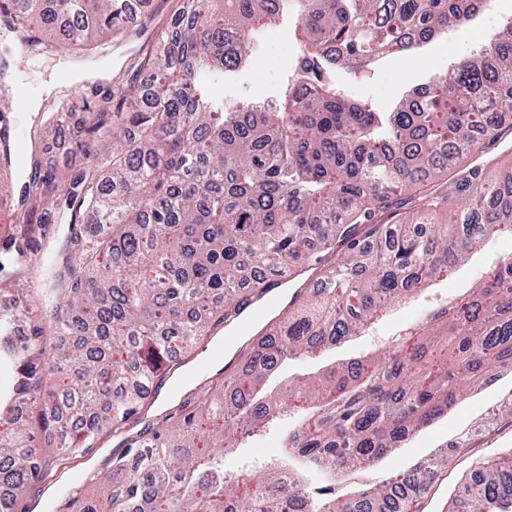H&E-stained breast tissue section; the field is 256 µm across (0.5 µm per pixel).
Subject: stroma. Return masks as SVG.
<instances>
[{
  "label": "stroma",
  "instance_id": "35a3bbf8",
  "mask_svg": "<svg viewBox=\"0 0 512 512\" xmlns=\"http://www.w3.org/2000/svg\"><path fill=\"white\" fill-rule=\"evenodd\" d=\"M178 8V0H151L142 13L128 23L123 33L113 38L110 46L94 47L90 55L96 67L111 66L112 76L107 80L85 81L79 84L66 79L65 70L73 69V52L68 48H56L40 55L28 54L24 44L13 42L10 65L0 76V131L22 129L25 133L23 150L12 154L10 168H0V202L18 208L21 204L18 189L28 179L34 161L38 158L43 139V119L49 112L64 108L72 112L83 111L86 102L94 94H106L115 87H128L139 72V64L157 48L165 36L171 19ZM256 61L244 70L216 73L208 80L213 96L222 98L225 107H233L245 99H273L278 97L288 81L293 65L287 54L272 37H262L256 43ZM460 29L448 30L431 42L424 53L417 57L394 56L380 67L351 71L339 68L335 71L336 87L341 93L355 100L389 110L405 89L426 83L436 74L448 68L462 56ZM39 100L36 110H29L30 100ZM68 227L64 224L46 225L33 234L28 242V253L34 266L32 275L24 281L13 276L11 255L3 251V244L19 236L16 224L0 227V291L20 296L29 310L42 309L41 291L51 284L47 264L66 243ZM512 256V233L498 236L486 252L460 267L439 284L430 288L424 297L391 309L362 335L354 337L333 352H326L317 359L296 357L282 369V376L296 377L321 367L332 359H346L384 349L403 330L416 324L432 309L454 299L472 285L487 276L493 259ZM263 334L261 327H254L237 336L234 342H226L223 335L213 336L210 343L192 351L174 378L179 389L163 385L162 399L149 406L147 419L158 418L176 410L190 398L195 388L214 379L221 365L214 359L216 345L225 351L236 353L247 343L257 341ZM207 364L205 375H196L200 364ZM470 432L472 451L462 457L451 458L447 471L440 480L436 494L439 503H446L450 491L456 490L457 482L478 456H489L502 448H512V370L498 369L493 380L481 386L466 389L460 404L430 426L421 429L407 440L397 453L387 457L374 472L375 480L382 481L399 471L412 468L449 445L462 432ZM123 449L111 435H104L91 448L85 449L82 458L76 459L54 483L31 484L19 502L16 512H68V491L80 485L86 472L104 471L113 457Z\"/></svg>",
  "mask_w": 512,
  "mask_h": 512
}]
</instances>
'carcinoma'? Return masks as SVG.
Here are the masks:
<instances>
[{
    "label": "carcinoma",
    "mask_w": 512,
    "mask_h": 512,
    "mask_svg": "<svg viewBox=\"0 0 512 512\" xmlns=\"http://www.w3.org/2000/svg\"><path fill=\"white\" fill-rule=\"evenodd\" d=\"M145 0H0V30L31 32L26 46L85 51L136 16ZM303 51L281 99L232 112L206 94V76L252 62L274 0H181L163 50L120 96L107 93L85 119L46 127L43 149L90 157L64 181L40 157L14 212L18 272L26 239L44 224L71 226L56 262V302L15 337L28 311L0 299V512L58 464L106 433L127 451L95 472V498L72 491L73 512H396L417 483L391 478L340 499L335 485L364 479L420 428L448 413L469 385L512 365V257L472 291L435 311L384 356L350 361L271 395L272 370L288 357L333 348L370 327L377 312L425 291L512 231V174L493 185L482 150L509 129L512 24L489 47L390 112L355 102L329 80L388 56L413 55L430 39L471 23L488 0H299ZM132 100L127 110L116 100ZM480 154L471 165L464 155ZM453 173L462 201L446 224L428 216L448 202L431 183ZM312 273L290 303L305 302L231 377L205 385L168 418L136 428L163 365L236 319L250 298L288 274ZM42 396L36 429L18 404ZM284 434L288 482L271 465L249 473L255 490L232 498L224 453L265 427ZM448 468L436 454L412 472ZM462 512L486 503L512 512V471L475 462Z\"/></svg>",
    "instance_id": "1"
}]
</instances>
